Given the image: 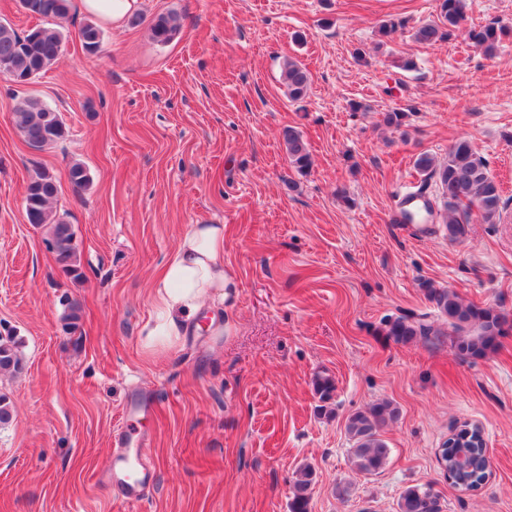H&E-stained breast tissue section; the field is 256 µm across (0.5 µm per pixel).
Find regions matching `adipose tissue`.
Wrapping results in <instances>:
<instances>
[{
	"label": "adipose tissue",
	"mask_w": 512,
	"mask_h": 512,
	"mask_svg": "<svg viewBox=\"0 0 512 512\" xmlns=\"http://www.w3.org/2000/svg\"><path fill=\"white\" fill-rule=\"evenodd\" d=\"M231 285L224 270L223 225H190L152 282L156 317L148 338L179 341L205 303L223 305Z\"/></svg>",
	"instance_id": "ef3b65f1"
}]
</instances>
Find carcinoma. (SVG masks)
<instances>
[{
	"instance_id": "1",
	"label": "carcinoma",
	"mask_w": 512,
	"mask_h": 512,
	"mask_svg": "<svg viewBox=\"0 0 512 512\" xmlns=\"http://www.w3.org/2000/svg\"><path fill=\"white\" fill-rule=\"evenodd\" d=\"M21 6L33 15L56 20V26H36L24 34L0 24V66L5 74L25 81L31 80L58 63L63 53V26L71 12V0H20ZM465 0H440L438 20L420 25L414 39L420 44H433L450 35L463 18ZM181 18L174 13L154 16L149 24L151 38L159 44L171 42L181 31ZM512 35V29L488 23L469 31V39L487 57L495 55L500 43ZM83 50L88 54L99 51L102 30L93 22L79 30ZM283 84L288 99L294 103L308 95L311 76L298 60L289 58L283 66ZM407 112L394 108L382 114V123L399 129L405 125ZM14 125L25 142L56 143L66 134L62 117L37 99H26L13 112ZM283 141L289 164L299 173L310 167L311 157L301 133L293 127L283 130ZM418 170L435 179L445 210L442 222L448 238L458 240L467 235L471 217L483 224H498L505 202L500 184L490 175L487 166L467 138H459L448 148V157L439 162L426 152L415 158ZM69 180L77 190H85L90 176L81 162L69 168ZM57 194L53 177L37 170L27 186L32 207V223L49 226L47 249L54 255L60 271L73 280L83 277L77 258L72 225L57 216L51 201ZM426 298L448 324V335L457 354L463 359L478 360L495 352L501 339L512 333V319L500 309L465 302L451 288H434L422 284ZM440 331L424 321L397 317L385 322V335L396 343L408 344L417 339L436 336ZM24 367L20 346L15 337L0 334V373L16 375ZM313 388L320 402L332 399L335 385L328 375L318 374ZM398 416V410L388 401L375 403L349 415L345 432L352 442L351 462L363 474H376L387 464L390 448L383 438V429ZM481 430L463 424L453 442H444L441 464L445 478L460 489L481 485L487 476L486 447ZM316 471L309 463L302 464L291 483L290 512H308L310 490ZM398 512H442L441 496L429 483L406 488L398 502Z\"/></svg>"
}]
</instances>
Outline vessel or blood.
<instances>
[{
  "label": "vessel or blood",
  "mask_w": 512,
  "mask_h": 512,
  "mask_svg": "<svg viewBox=\"0 0 512 512\" xmlns=\"http://www.w3.org/2000/svg\"><path fill=\"white\" fill-rule=\"evenodd\" d=\"M428 206L429 201L423 193H400L393 219L397 223H405L407 216L427 212ZM152 411L153 405L148 397L136 391L129 393L122 406V413L128 420L142 419ZM114 446L111 480L120 489L124 501L141 503L155 479L147 453L150 440L145 435L123 429L115 435Z\"/></svg>",
  "instance_id": "b4317fda"
}]
</instances>
